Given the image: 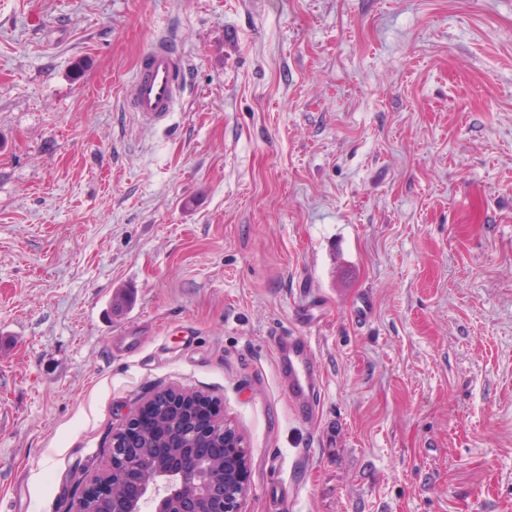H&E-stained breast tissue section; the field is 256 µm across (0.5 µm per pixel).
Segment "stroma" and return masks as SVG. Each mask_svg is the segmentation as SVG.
<instances>
[{
  "label": "stroma",
  "mask_w": 512,
  "mask_h": 512,
  "mask_svg": "<svg viewBox=\"0 0 512 512\" xmlns=\"http://www.w3.org/2000/svg\"><path fill=\"white\" fill-rule=\"evenodd\" d=\"M170 387L243 434L241 512H512V0H0V512ZM183 73L175 40L156 36L150 48L141 54L130 82L132 112L144 122L162 123L175 110ZM280 367L288 368V397L300 417L313 414L317 399L312 395L318 368L303 336H278L274 340Z\"/></svg>",
  "instance_id": "35a3bbf8"
}]
</instances>
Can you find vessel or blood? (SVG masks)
Instances as JSON below:
<instances>
[{
	"label": "vessel or blood",
	"instance_id": "1",
	"mask_svg": "<svg viewBox=\"0 0 512 512\" xmlns=\"http://www.w3.org/2000/svg\"><path fill=\"white\" fill-rule=\"evenodd\" d=\"M184 66L174 40L156 36L136 65L128 96L133 112L145 122L162 123L173 112L180 91ZM278 363L289 374L288 397L298 416L312 415L318 368L310 345L302 336H279L274 340Z\"/></svg>",
	"mask_w": 512,
	"mask_h": 512
}]
</instances>
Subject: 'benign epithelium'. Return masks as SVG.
I'll return each mask as SVG.
<instances>
[{"instance_id":"obj_1","label":"benign epithelium","mask_w":512,"mask_h":512,"mask_svg":"<svg viewBox=\"0 0 512 512\" xmlns=\"http://www.w3.org/2000/svg\"><path fill=\"white\" fill-rule=\"evenodd\" d=\"M200 395L165 390L112 434L105 474L78 484L68 512L108 499L111 512H240L250 487L243 436Z\"/></svg>"}]
</instances>
